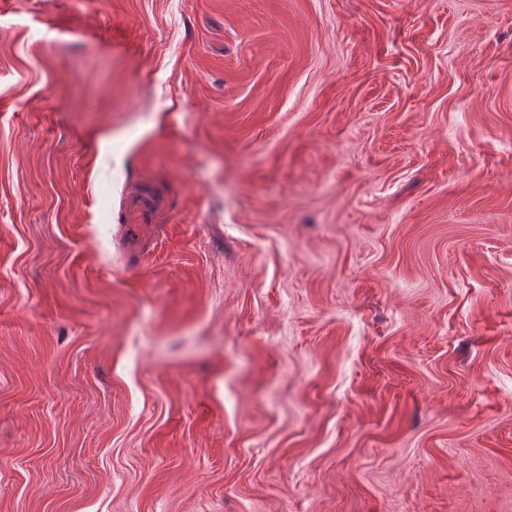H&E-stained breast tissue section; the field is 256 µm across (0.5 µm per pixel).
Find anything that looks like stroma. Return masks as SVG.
Here are the masks:
<instances>
[{"instance_id":"obj_1","label":"stroma","mask_w":512,"mask_h":512,"mask_svg":"<svg viewBox=\"0 0 512 512\" xmlns=\"http://www.w3.org/2000/svg\"><path fill=\"white\" fill-rule=\"evenodd\" d=\"M0 512H512V0H0Z\"/></svg>"}]
</instances>
